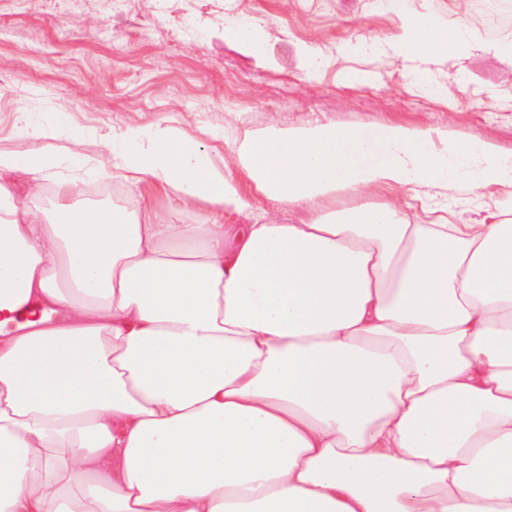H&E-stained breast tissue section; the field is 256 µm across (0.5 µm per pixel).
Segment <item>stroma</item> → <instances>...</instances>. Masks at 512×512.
Masks as SVG:
<instances>
[{
	"instance_id": "stroma-1",
	"label": "stroma",
	"mask_w": 512,
	"mask_h": 512,
	"mask_svg": "<svg viewBox=\"0 0 512 512\" xmlns=\"http://www.w3.org/2000/svg\"><path fill=\"white\" fill-rule=\"evenodd\" d=\"M242 17L266 16L265 60L224 39V4ZM444 23L463 20L487 44L460 58L422 61L391 53L347 55L343 41L385 39L401 12L376 0H0V149L40 151L42 140L18 135L25 109L60 113L82 130L98 129L82 151L98 161L99 137L128 121L164 119L211 150L223 167L222 134L320 120L346 129L388 121L478 135L512 151V0H410ZM333 57L317 80H305L295 45ZM373 74L370 85L346 75ZM447 86V97L418 91L414 80ZM73 202L154 213L165 224L208 219L198 206L179 211L142 187L109 177L79 183Z\"/></svg>"
}]
</instances>
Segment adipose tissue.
Instances as JSON below:
<instances>
[{"mask_svg": "<svg viewBox=\"0 0 512 512\" xmlns=\"http://www.w3.org/2000/svg\"><path fill=\"white\" fill-rule=\"evenodd\" d=\"M266 25L228 14L224 38L257 52ZM475 42L430 10L385 40ZM18 131L67 146L0 151V512H512V218L455 224L446 202L512 189V152L273 121L224 135L218 168L161 121L113 132L104 164L56 115ZM109 173L212 216L67 203ZM257 200L258 222H221Z\"/></svg>", "mask_w": 512, "mask_h": 512, "instance_id": "ef3b65f1", "label": "adipose tissue"}]
</instances>
